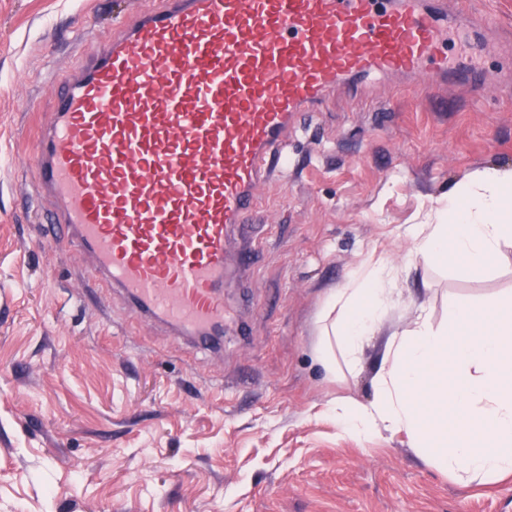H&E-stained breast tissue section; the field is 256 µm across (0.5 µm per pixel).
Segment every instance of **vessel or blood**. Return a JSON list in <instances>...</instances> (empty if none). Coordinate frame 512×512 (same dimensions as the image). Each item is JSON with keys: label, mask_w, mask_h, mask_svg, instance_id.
<instances>
[{"label": "vessel or blood", "mask_w": 512, "mask_h": 512, "mask_svg": "<svg viewBox=\"0 0 512 512\" xmlns=\"http://www.w3.org/2000/svg\"><path fill=\"white\" fill-rule=\"evenodd\" d=\"M493 24L469 0H146L60 83L38 134L37 189L98 287L200 337L224 330L233 238L283 174L303 116L337 88L448 75L443 22Z\"/></svg>", "instance_id": "vessel-or-blood-1"}]
</instances>
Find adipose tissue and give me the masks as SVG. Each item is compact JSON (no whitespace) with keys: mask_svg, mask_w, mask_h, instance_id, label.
<instances>
[{"mask_svg":"<svg viewBox=\"0 0 512 512\" xmlns=\"http://www.w3.org/2000/svg\"><path fill=\"white\" fill-rule=\"evenodd\" d=\"M427 224L403 231L414 262L454 258L474 273L512 247V169L487 166L453 186ZM386 260L361 266L333 291L319 319L317 352L327 369L356 371L381 338L374 396L336 402V419L355 436L405 434L429 464L469 484L512 474V295L457 299L434 321L416 306L405 328L383 330L400 292Z\"/></svg>","mask_w":512,"mask_h":512,"instance_id":"ef3b65f1","label":"adipose tissue"}]
</instances>
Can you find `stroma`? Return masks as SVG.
<instances>
[{
  "label": "stroma",
  "instance_id": "obj_1",
  "mask_svg": "<svg viewBox=\"0 0 512 512\" xmlns=\"http://www.w3.org/2000/svg\"><path fill=\"white\" fill-rule=\"evenodd\" d=\"M143 0H0V512H512V477L458 483L405 434L355 437L340 397L367 402L380 365L327 371L317 321L362 263L400 266L448 189L512 168V0H470L495 24L472 44L484 93L452 80L424 103L393 77L297 132L265 189L253 266L224 285L221 350L137 318L55 244L33 158L59 77ZM387 327L416 305L512 294L494 268H412Z\"/></svg>",
  "mask_w": 512,
  "mask_h": 512
}]
</instances>
